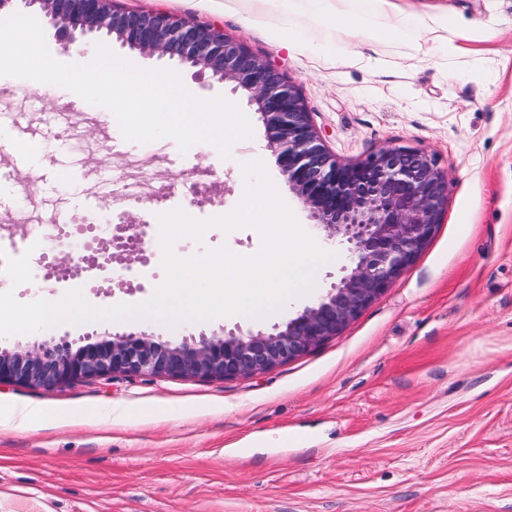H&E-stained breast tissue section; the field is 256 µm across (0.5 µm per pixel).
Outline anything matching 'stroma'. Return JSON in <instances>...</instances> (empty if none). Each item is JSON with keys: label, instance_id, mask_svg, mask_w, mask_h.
Here are the masks:
<instances>
[{"label": "stroma", "instance_id": "1", "mask_svg": "<svg viewBox=\"0 0 512 512\" xmlns=\"http://www.w3.org/2000/svg\"><path fill=\"white\" fill-rule=\"evenodd\" d=\"M217 24L297 87L325 144L345 163L388 146L435 155L448 205L398 281L316 350L224 382L117 378L54 391L0 385V512H512V0H117ZM364 20L371 38L341 29ZM222 159L169 138L123 140L114 115L73 92L0 76V225L60 220L80 248L124 217L157 223L179 208L204 220L240 201L241 159L259 155L302 226L313 220L281 176L260 118ZM208 195L194 205L183 179ZM194 256L252 255L251 227L177 240ZM316 286L266 318L169 327L152 320L64 324L0 337V347L146 332L267 331L341 276L344 246ZM29 254L23 303L81 289L98 307L148 300L165 276L159 239L120 278L56 268ZM48 404L63 420L22 424Z\"/></svg>", "mask_w": 512, "mask_h": 512}]
</instances>
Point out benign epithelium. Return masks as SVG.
Wrapping results in <instances>:
<instances>
[{"mask_svg": "<svg viewBox=\"0 0 512 512\" xmlns=\"http://www.w3.org/2000/svg\"><path fill=\"white\" fill-rule=\"evenodd\" d=\"M39 6L63 47L84 51L105 34L243 90L265 126L281 175L311 212L325 239L348 243L345 275L314 306L267 332L240 328L200 333L179 343L113 335L77 348L68 341L0 350V384L55 389L116 376L226 381L265 373L301 357L357 317L390 288L434 237L448 204V177L421 150L388 147L354 162L330 153L295 86L283 72L211 24L171 12L125 11L114 0H21ZM149 224L115 225L112 252L86 258L98 276L126 253H145Z\"/></svg>", "mask_w": 512, "mask_h": 512, "instance_id": "1", "label": "benign epithelium"}]
</instances>
